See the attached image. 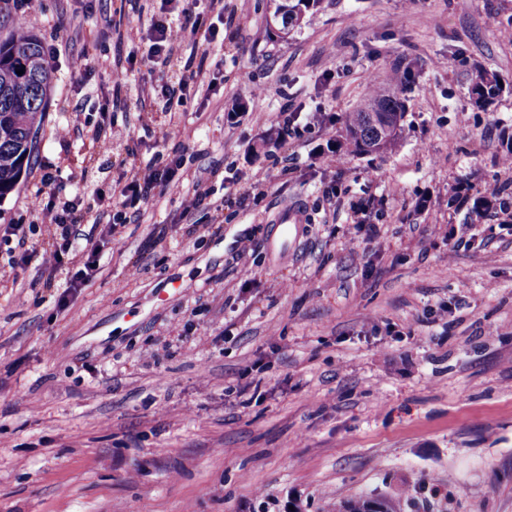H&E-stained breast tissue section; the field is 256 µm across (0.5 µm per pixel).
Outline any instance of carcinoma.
<instances>
[{
    "instance_id": "1",
    "label": "carcinoma",
    "mask_w": 512,
    "mask_h": 512,
    "mask_svg": "<svg viewBox=\"0 0 512 512\" xmlns=\"http://www.w3.org/2000/svg\"><path fill=\"white\" fill-rule=\"evenodd\" d=\"M32 57L41 62L40 77H32L5 94L1 90L4 77L28 68ZM51 81L52 71L36 34L28 31L18 36L11 31L0 37V200L30 173L37 144L33 134L43 125ZM501 92V83L493 72L477 68L471 73L469 94L479 105L493 104ZM403 111V102L394 89H370L358 109L346 116L345 145L353 154L397 149L400 131L390 127L389 118ZM336 512H402V507L386 498L361 495L340 504Z\"/></svg>"
}]
</instances>
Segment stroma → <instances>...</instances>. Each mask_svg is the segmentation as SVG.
<instances>
[{
	"instance_id": "obj_1",
	"label": "stroma",
	"mask_w": 512,
	"mask_h": 512,
	"mask_svg": "<svg viewBox=\"0 0 512 512\" xmlns=\"http://www.w3.org/2000/svg\"><path fill=\"white\" fill-rule=\"evenodd\" d=\"M223 2L233 37L182 44L171 63L207 58L212 91L165 112L143 64L150 12L0 0V13L28 16L53 74L35 164L0 200V225H35L40 248L55 229L36 221L35 188L107 195L174 153L216 194L229 182L246 195L217 220L183 214L162 187L140 212H90L80 232L100 267L70 292L61 277L45 287L37 261L8 265L0 241V512H336L371 494L404 512H512V228L471 212L512 186L499 163L512 0H318L285 39L270 0ZM83 53L90 67L72 72ZM477 67L503 87L484 109L468 94ZM396 70L398 148L346 153L347 113ZM285 110L311 129L274 150ZM172 112L179 131L141 140L144 122ZM65 123L66 146L53 137ZM114 123L128 142H112ZM330 141L342 158L332 191ZM46 169L59 178L43 186ZM294 200L310 222L276 259L270 221ZM249 238L257 248L239 259Z\"/></svg>"
}]
</instances>
